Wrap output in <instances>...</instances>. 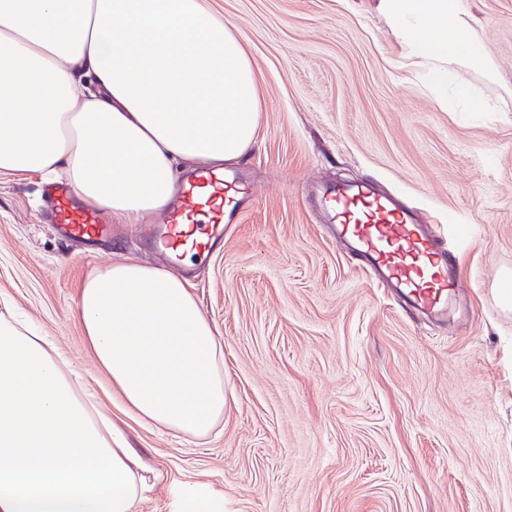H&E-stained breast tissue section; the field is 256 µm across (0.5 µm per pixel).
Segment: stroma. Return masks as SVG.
Listing matches in <instances>:
<instances>
[{"label":"stroma","mask_w":512,"mask_h":512,"mask_svg":"<svg viewBox=\"0 0 512 512\" xmlns=\"http://www.w3.org/2000/svg\"><path fill=\"white\" fill-rule=\"evenodd\" d=\"M257 76L255 185L189 279L224 349V418L204 439L127 414L76 315L91 268L162 263L157 222L75 243L41 218L43 179L0 174V315L50 336L158 478L137 512L190 489L224 512H512V0H462L495 80L441 108L377 0H209ZM373 180L455 253L447 324L407 313L321 218L320 191Z\"/></svg>","instance_id":"35a3bbf8"}]
</instances>
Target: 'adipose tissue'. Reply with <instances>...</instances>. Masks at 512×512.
<instances>
[{
    "label": "adipose tissue",
    "instance_id": "obj_1",
    "mask_svg": "<svg viewBox=\"0 0 512 512\" xmlns=\"http://www.w3.org/2000/svg\"><path fill=\"white\" fill-rule=\"evenodd\" d=\"M412 56L489 71L459 0H378ZM235 27L207 0H0V174L59 175L122 224L152 218L181 172L240 159L259 114ZM84 335L122 405L197 438L224 417V353L179 274L92 271ZM154 470L47 337L0 317V512H136Z\"/></svg>",
    "mask_w": 512,
    "mask_h": 512
}]
</instances>
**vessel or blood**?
Masks as SVG:
<instances>
[{"label":"vessel or blood","mask_w":512,"mask_h":512,"mask_svg":"<svg viewBox=\"0 0 512 512\" xmlns=\"http://www.w3.org/2000/svg\"><path fill=\"white\" fill-rule=\"evenodd\" d=\"M239 180L221 170L187 175L180 185L183 204L171 205L158 236L161 247L181 245L208 259L224 239V226L241 214ZM48 223L62 225L67 236L90 240L102 236L105 221L92 207L74 202L63 181L46 190ZM325 211L338 238L350 245L362 263L393 288L405 308L435 318L448 314L457 288L452 251L421 224L418 216L380 194L372 183L331 188Z\"/></svg>","instance_id":"vessel-or-blood-1"}]
</instances>
